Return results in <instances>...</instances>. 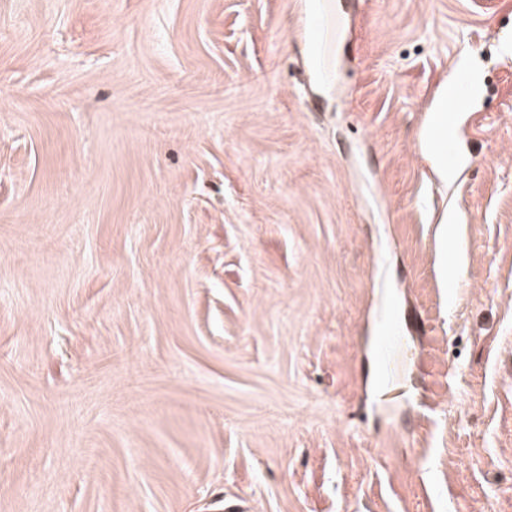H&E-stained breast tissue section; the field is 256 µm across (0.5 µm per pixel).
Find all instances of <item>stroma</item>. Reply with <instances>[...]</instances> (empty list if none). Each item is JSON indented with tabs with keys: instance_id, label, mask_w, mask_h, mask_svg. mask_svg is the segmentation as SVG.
<instances>
[{
	"instance_id": "1",
	"label": "stroma",
	"mask_w": 512,
	"mask_h": 512,
	"mask_svg": "<svg viewBox=\"0 0 512 512\" xmlns=\"http://www.w3.org/2000/svg\"><path fill=\"white\" fill-rule=\"evenodd\" d=\"M323 2L0 0V512H512V0ZM454 81L455 79H451L440 91L432 110V112H436V115L431 118L429 125L421 132L423 147L427 152L428 160L433 165L434 173L444 184H448V182L453 179L454 175V172L448 171V167H454L459 161L460 143L456 139L454 120L457 115L456 110L458 106L464 103L468 95L467 86L462 84L459 87L458 94L448 98V90L456 85ZM448 100L452 103L451 111H448ZM446 112H448V115ZM447 122H449L451 126L450 132L441 136L434 144L438 153L448 155V161H445L433 152L430 142L435 139L434 136L437 131L445 126Z\"/></svg>"
}]
</instances>
